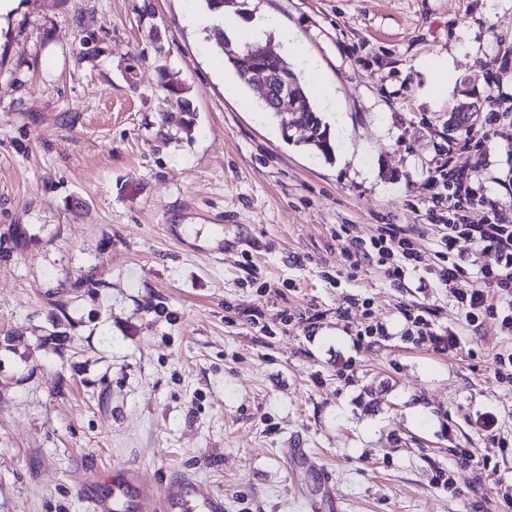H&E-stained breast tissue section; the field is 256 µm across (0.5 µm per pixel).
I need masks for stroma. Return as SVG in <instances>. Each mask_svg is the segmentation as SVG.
Wrapping results in <instances>:
<instances>
[{
	"mask_svg": "<svg viewBox=\"0 0 512 512\" xmlns=\"http://www.w3.org/2000/svg\"><path fill=\"white\" fill-rule=\"evenodd\" d=\"M202 8L20 0L0 17V512H86L80 479L120 467L192 473L224 512H300L316 476H291L285 448L310 449L344 512H502L512 333L468 325L438 283L433 176L474 190L468 221L512 214V0H248L237 20L272 19L288 69L326 86L329 159L219 68L186 21ZM443 56L433 97L422 67ZM463 101L478 117L449 130ZM341 224L395 225L419 270L351 272ZM405 308L456 349L409 339Z\"/></svg>",
	"mask_w": 512,
	"mask_h": 512,
	"instance_id": "obj_1",
	"label": "stroma"
}]
</instances>
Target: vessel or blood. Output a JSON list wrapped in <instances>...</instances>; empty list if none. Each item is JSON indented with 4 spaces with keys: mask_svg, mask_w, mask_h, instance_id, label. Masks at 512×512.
Segmentation results:
<instances>
[{
    "mask_svg": "<svg viewBox=\"0 0 512 512\" xmlns=\"http://www.w3.org/2000/svg\"><path fill=\"white\" fill-rule=\"evenodd\" d=\"M317 473L315 490L300 500L304 512H341V498L331 473L322 466ZM100 483L111 484L107 496L93 494V486ZM79 491L88 504V512H224L223 498L190 474L158 489L141 483L136 469L126 468L113 475H95L82 483Z\"/></svg>",
    "mask_w": 512,
    "mask_h": 512,
    "instance_id": "1",
    "label": "vessel or blood"
}]
</instances>
